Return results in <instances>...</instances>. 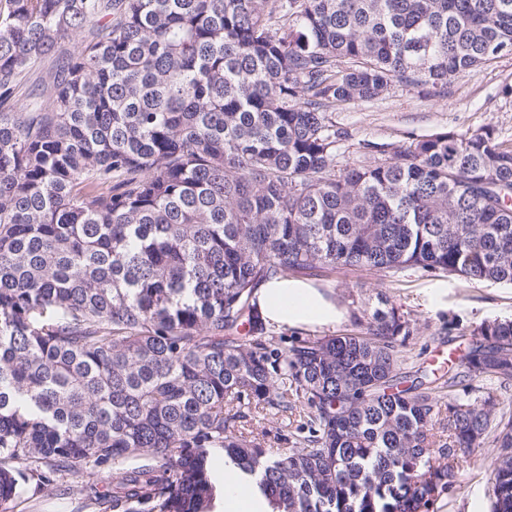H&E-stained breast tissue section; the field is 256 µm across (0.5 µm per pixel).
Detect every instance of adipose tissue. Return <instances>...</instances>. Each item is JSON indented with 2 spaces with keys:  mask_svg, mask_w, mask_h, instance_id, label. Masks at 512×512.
<instances>
[{
  "mask_svg": "<svg viewBox=\"0 0 512 512\" xmlns=\"http://www.w3.org/2000/svg\"><path fill=\"white\" fill-rule=\"evenodd\" d=\"M257 309L264 321L279 328L301 324H327L341 312L315 289L293 281L273 280L257 293ZM219 512H269L267 500L259 495L253 480L225 484L224 497L218 500Z\"/></svg>",
  "mask_w": 512,
  "mask_h": 512,
  "instance_id": "obj_1",
  "label": "adipose tissue"
}]
</instances>
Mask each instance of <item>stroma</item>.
I'll return each instance as SVG.
<instances>
[{"label":"stroma","mask_w":512,"mask_h":512,"mask_svg":"<svg viewBox=\"0 0 512 512\" xmlns=\"http://www.w3.org/2000/svg\"><path fill=\"white\" fill-rule=\"evenodd\" d=\"M512 54L469 70L453 80L443 96H431L418 87L393 82L382 98L339 104L329 115L342 137L338 143L339 168L372 164L377 154L364 142L408 145L412 139L441 131L465 133L493 129L497 139L512 144ZM300 282L316 288L342 309V317L327 326L283 329L268 326L275 354H285L301 337L356 333L379 306L390 299L410 321V336L397 342L407 375H429L447 381L449 362H461L471 341L470 332L481 323L512 320V285L474 283L454 275L401 270L370 273L320 268L300 274ZM249 429L262 434L271 448H294L304 432L298 418L268 415L250 421ZM500 453L493 437L465 454L453 487L437 501L435 512H491L488 482ZM14 512H84L78 495L47 489L36 496L22 495Z\"/></svg>","instance_id":"stroma-1"}]
</instances>
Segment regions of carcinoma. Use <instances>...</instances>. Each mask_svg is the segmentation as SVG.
I'll return each instance as SVG.
<instances>
[{
  "label": "carcinoma",
  "instance_id": "obj_1",
  "mask_svg": "<svg viewBox=\"0 0 512 512\" xmlns=\"http://www.w3.org/2000/svg\"><path fill=\"white\" fill-rule=\"evenodd\" d=\"M505 53L512 0H0V512L84 474L91 512H214L217 451L272 512H430L512 389V321L448 368L490 386L444 401L402 386L390 300L275 358L256 292L318 264L512 285V146L339 169L326 112ZM271 412L299 447L245 428Z\"/></svg>",
  "mask_w": 512,
  "mask_h": 512
}]
</instances>
